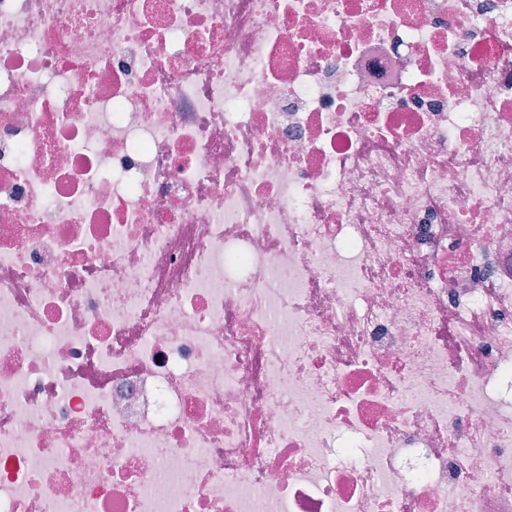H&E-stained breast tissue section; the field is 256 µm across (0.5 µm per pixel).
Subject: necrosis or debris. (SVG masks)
I'll return each mask as SVG.
<instances>
[{
    "mask_svg": "<svg viewBox=\"0 0 512 512\" xmlns=\"http://www.w3.org/2000/svg\"><path fill=\"white\" fill-rule=\"evenodd\" d=\"M0 512H512V0H0Z\"/></svg>",
    "mask_w": 512,
    "mask_h": 512,
    "instance_id": "necrosis-or-debris-1",
    "label": "necrosis or debris"
}]
</instances>
